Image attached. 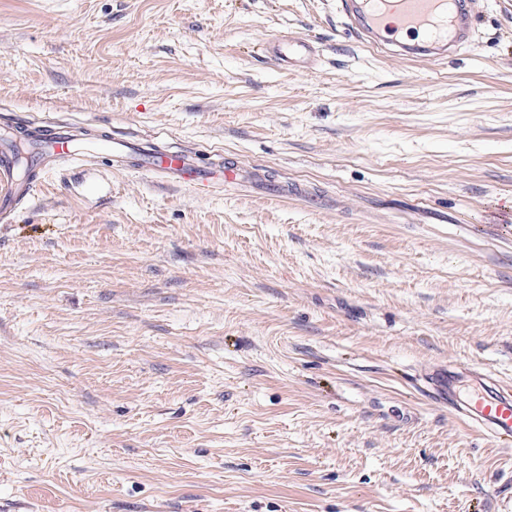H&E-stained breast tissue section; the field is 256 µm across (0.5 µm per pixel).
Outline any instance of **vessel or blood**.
I'll return each instance as SVG.
<instances>
[{"label": "vessel or blood", "mask_w": 512, "mask_h": 512, "mask_svg": "<svg viewBox=\"0 0 512 512\" xmlns=\"http://www.w3.org/2000/svg\"><path fill=\"white\" fill-rule=\"evenodd\" d=\"M351 29L367 43L398 51L406 59H440L470 47L476 32V0H341ZM268 56L282 67H294L318 54L319 46L302 35L279 36L266 47ZM94 150L109 155L117 169L150 174L168 183L189 187L200 195L224 187L264 181L263 169L244 167L233 160L206 164L197 149L159 150L138 146L124 137H109ZM74 135L50 132L39 139L36 164L41 174L55 169L57 161L83 153ZM16 161L10 145L0 141V221L8 222L19 206L41 186L40 177L16 180ZM460 412L496 446L512 444V393L484 386L473 393Z\"/></svg>", "instance_id": "vessel-or-blood-1"}]
</instances>
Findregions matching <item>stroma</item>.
Wrapping results in <instances>:
<instances>
[{
	"label": "stroma",
	"mask_w": 512,
	"mask_h": 512,
	"mask_svg": "<svg viewBox=\"0 0 512 512\" xmlns=\"http://www.w3.org/2000/svg\"><path fill=\"white\" fill-rule=\"evenodd\" d=\"M292 32L317 61L264 51ZM134 124L320 206L104 155L0 223V512H498L512 447L431 393L512 385V0L398 59L336 0H0V114ZM469 373L468 370L450 371L439 374L436 378L435 386L439 395L448 397L449 404H455L457 386L461 379Z\"/></svg>",
	"instance_id": "stroma-1"
}]
</instances>
